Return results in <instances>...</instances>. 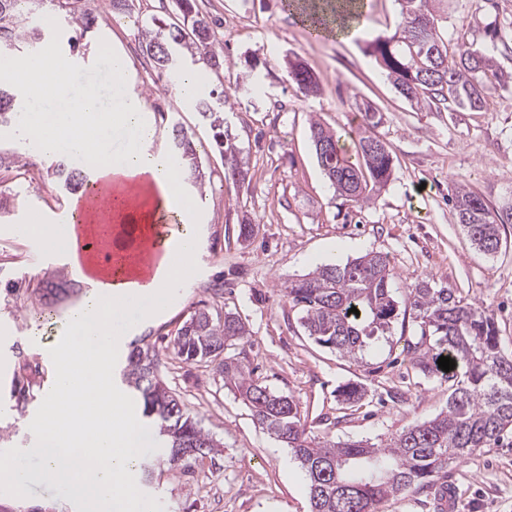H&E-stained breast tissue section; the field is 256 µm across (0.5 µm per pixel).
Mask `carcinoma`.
<instances>
[{"label": "carcinoma", "instance_id": "carcinoma-1", "mask_svg": "<svg viewBox=\"0 0 512 512\" xmlns=\"http://www.w3.org/2000/svg\"><path fill=\"white\" fill-rule=\"evenodd\" d=\"M53 10L67 20L75 36L70 48L88 46L87 34L95 17L80 6L82 0H50ZM399 20L395 32L379 37L368 51L387 71L394 87L413 102L426 100L436 111L487 109L483 78L494 75L512 83V73L498 71L494 58L476 44L460 40L454 47L440 32L437 11L431 0H398ZM44 0H0V56L10 58L42 45L49 37ZM176 16L152 19L153 27L141 31L142 47L152 58L158 76L171 79L181 72L173 53L157 47H182L193 62L220 65L216 34L195 0H174ZM288 10L324 30L334 25L342 30L347 22L365 16L364 0H288ZM288 74L304 95L317 92L314 74L300 61L288 62ZM226 92L211 91L196 100L201 116L209 121L215 146L224 154L227 175L245 181L247 171L237 158L236 146L224 131ZM21 104L18 88L0 83V127L17 121ZM319 167L335 191L357 204H365L389 180L392 157L386 143L378 151L368 150L380 138L371 131L359 136L358 161L346 158V150L335 132L319 122L310 125ZM174 156L179 167L204 184L197 152L191 139L172 126ZM47 171L72 192L84 186L86 176L68 168L61 159ZM451 201L458 223L473 244L488 255L502 245L500 225L512 223V208L495 212L484 199L464 186L455 189ZM396 277L387 256L369 252L346 263H330L295 281L286 293L303 311L301 324L318 345L343 356L354 357L398 319L399 305L391 288ZM430 276L416 279L406 304L419 328L417 341L406 344L415 368L423 375L448 383V408L436 417L414 423L379 444L363 440L319 442L301 421L294 401L270 391L253 377L240 358L226 350L248 339L249 331L231 313L213 315L208 309L195 311L168 349L186 362L210 361L224 384L236 390L249 406L262 429L284 443L305 470L310 512H379L378 506L409 492L437 494V481L445 477L448 463L462 461L482 448L496 446L512 433V355L500 346L498 330L488 309L456 296L447 288L432 286ZM356 308L359 314L350 312ZM455 360L449 372L439 368V357ZM160 354L147 343L135 346L126 358L122 377L141 398L142 414L152 420L167 448L162 460L173 468L203 459L218 445L172 394L159 374ZM365 395L363 386L349 383L338 390V402L353 406Z\"/></svg>", "mask_w": 512, "mask_h": 512}]
</instances>
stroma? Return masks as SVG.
Returning a JSON list of instances; mask_svg holds the SVG:
<instances>
[{
	"mask_svg": "<svg viewBox=\"0 0 512 512\" xmlns=\"http://www.w3.org/2000/svg\"><path fill=\"white\" fill-rule=\"evenodd\" d=\"M99 16L98 56H75V78L98 86L103 100L112 87L99 71L106 55L124 56L134 73L126 94L146 91L144 105L157 129L154 151L172 149V126L194 142L206 174L204 188L184 180L196 203L201 252L188 287L177 289L161 317L135 323L126 343L115 348L120 371L128 341L147 337L161 350V376L187 413L222 449L214 458L172 468L159 462V448L144 457L154 466L145 487L152 512H310L307 477L289 449L258 426L249 408L225 386L214 364L186 362L166 347L183 322L201 307L231 313L247 325L244 346H232L262 385L290 396L307 427L320 440L380 443L410 422L435 417L448 406V386L420 376L403 352L417 327L394 322L390 333L370 345L360 360L319 346L301 325L289 300V281L320 267L336 245L340 261L369 252L387 255L396 272L392 288L405 301L416 277L433 276L437 286L487 307L501 347L512 352V224L501 229L503 246L487 255L472 244L449 201L454 184L466 185L490 208L512 206V85L485 78L488 111L435 112L401 97L367 46L394 33L397 0H367L366 16L351 37L309 40L307 29L285 10L283 0H197L215 24L222 64L203 72L202 94L226 91L225 124L247 169L249 184L224 175V159L195 103L181 101L175 83L160 81L143 52L139 23L163 18L173 0H133L131 13L114 14L109 0H86ZM448 42L462 38L495 57L512 72V0H448L441 22ZM300 60L317 77L319 91L304 95L288 77ZM372 109L374 129L388 145L393 171L372 200L359 205L339 197L319 168L310 122L319 120L341 134L354 151L359 128L352 114ZM48 179L43 156L33 153L16 131L0 128V364L10 381L0 384V452H25L31 433L23 422L40 407L53 368L46 353L68 329V314L89 286L64 272L56 257L30 260L29 240L16 229L44 219L67 201ZM253 228L241 238L239 228ZM38 328L39 343L27 335ZM348 383L363 385L356 406L339 404ZM27 386L26 402L13 390ZM211 475L220 489L212 498L196 478ZM446 484L455 489L453 512H512V445L503 444L449 465ZM71 512L58 487L32 480L23 494L0 489V512Z\"/></svg>",
	"mask_w": 512,
	"mask_h": 512,
	"instance_id": "35a3bbf8",
	"label": "stroma"
}]
</instances>
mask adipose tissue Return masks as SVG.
Segmentation results:
<instances>
[{
  "label": "adipose tissue",
  "mask_w": 512,
  "mask_h": 512,
  "mask_svg": "<svg viewBox=\"0 0 512 512\" xmlns=\"http://www.w3.org/2000/svg\"><path fill=\"white\" fill-rule=\"evenodd\" d=\"M11 80L46 102L22 127L37 151L83 144L101 165L111 166L113 179L153 186L144 202L125 203L115 213L120 223L137 224L140 241H148L160 213L177 208L183 215L180 241L166 251L149 287L96 288L71 310L67 339L49 353L54 373L42 410L25 421L39 437L33 453L43 476L66 490L76 512H150L137 474L144 449L155 441L129 415L112 384L110 361L124 338L121 325L132 316L162 314L192 270L198 255L195 204L180 186L176 162L150 151L157 130L139 100L128 98L106 113L93 85H76L36 60L17 62Z\"/></svg>",
  "instance_id": "adipose-tissue-1"
}]
</instances>
